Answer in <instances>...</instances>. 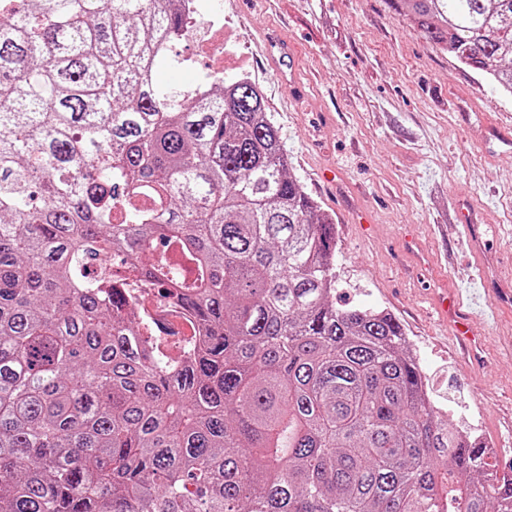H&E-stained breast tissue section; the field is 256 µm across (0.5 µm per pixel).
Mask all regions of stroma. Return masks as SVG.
Listing matches in <instances>:
<instances>
[{
  "label": "stroma",
  "instance_id": "35a3bbf8",
  "mask_svg": "<svg viewBox=\"0 0 512 512\" xmlns=\"http://www.w3.org/2000/svg\"><path fill=\"white\" fill-rule=\"evenodd\" d=\"M224 24L175 43L163 88L214 70L259 85L288 165L336 224V306L384 308L401 322L450 428L469 429L512 462V156L487 148L512 122V97L423 39L387 0H223ZM279 32L288 68L266 36ZM469 97L474 110L453 109ZM483 219L466 233L456 210ZM368 229H360L361 216ZM466 303L485 361L469 366L437 296Z\"/></svg>",
  "mask_w": 512,
  "mask_h": 512
}]
</instances>
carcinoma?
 <instances>
[{
  "instance_id": "cac0c4a2",
  "label": "carcinoma",
  "mask_w": 512,
  "mask_h": 512,
  "mask_svg": "<svg viewBox=\"0 0 512 512\" xmlns=\"http://www.w3.org/2000/svg\"><path fill=\"white\" fill-rule=\"evenodd\" d=\"M512 96V0H394ZM180 0L0 20V512H512L398 319L338 308L336 232L246 74L162 94ZM172 287L179 369L126 311Z\"/></svg>"
}]
</instances>
